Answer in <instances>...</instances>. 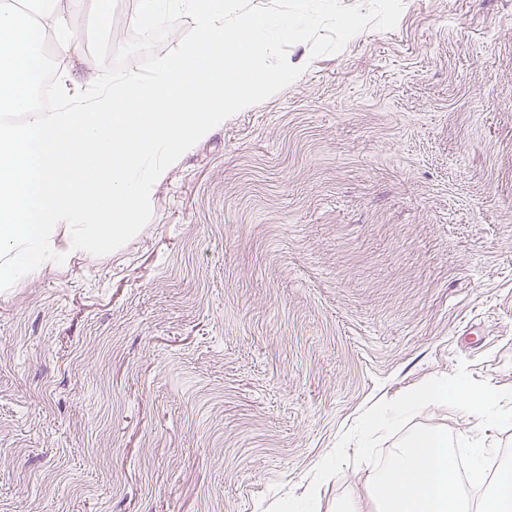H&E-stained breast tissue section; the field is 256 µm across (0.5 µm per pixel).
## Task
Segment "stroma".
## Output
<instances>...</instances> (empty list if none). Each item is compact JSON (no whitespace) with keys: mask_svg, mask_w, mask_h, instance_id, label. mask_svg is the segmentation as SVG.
<instances>
[{"mask_svg":"<svg viewBox=\"0 0 512 512\" xmlns=\"http://www.w3.org/2000/svg\"><path fill=\"white\" fill-rule=\"evenodd\" d=\"M287 59L130 241L0 291V512H334L373 469L315 474L365 410L463 361L512 389V0Z\"/></svg>","mask_w":512,"mask_h":512,"instance_id":"obj_1","label":"stroma"}]
</instances>
